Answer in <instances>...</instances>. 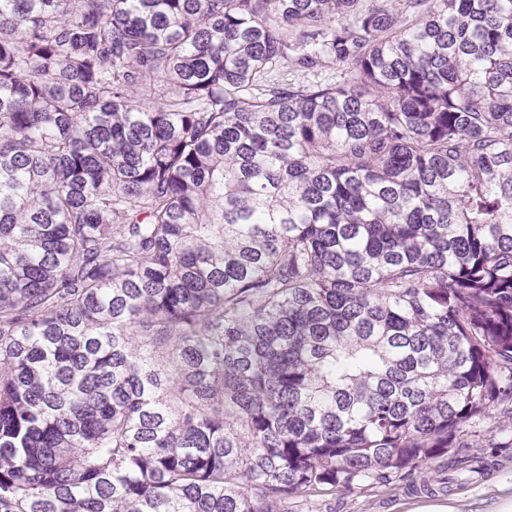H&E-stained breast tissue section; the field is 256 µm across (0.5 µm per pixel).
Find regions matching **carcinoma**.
Returning a JSON list of instances; mask_svg holds the SVG:
<instances>
[{"label": "carcinoma", "mask_w": 512, "mask_h": 512, "mask_svg": "<svg viewBox=\"0 0 512 512\" xmlns=\"http://www.w3.org/2000/svg\"><path fill=\"white\" fill-rule=\"evenodd\" d=\"M485 421L512 0H0V512L431 493Z\"/></svg>", "instance_id": "cac0c4a2"}]
</instances>
